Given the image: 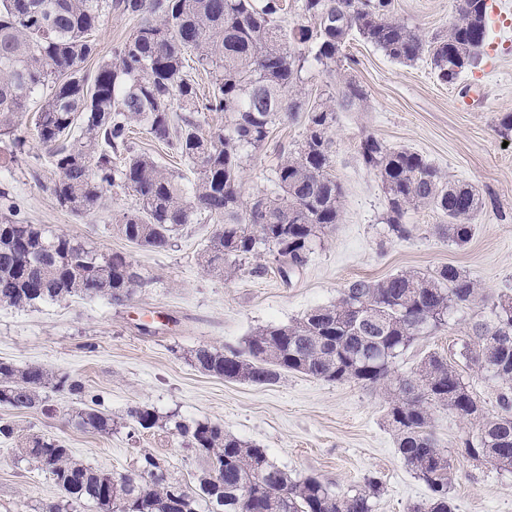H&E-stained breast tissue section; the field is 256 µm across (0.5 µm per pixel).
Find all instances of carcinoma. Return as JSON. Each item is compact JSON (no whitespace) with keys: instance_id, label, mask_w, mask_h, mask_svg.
<instances>
[{"instance_id":"obj_1","label":"carcinoma","mask_w":512,"mask_h":512,"mask_svg":"<svg viewBox=\"0 0 512 512\" xmlns=\"http://www.w3.org/2000/svg\"><path fill=\"white\" fill-rule=\"evenodd\" d=\"M455 3L448 33L427 39L390 18L392 0H300L305 22L288 30L277 23L281 0H0V137L9 140L12 159L31 140L47 149L55 174L51 193L75 216L102 208L119 186L136 200L114 218L128 242L164 251L175 231L209 219L217 228L198 258L204 271L231 279L238 262L267 250L287 279L306 264L313 240L337 223L342 194L330 173L336 110L328 99L297 97L302 72L314 66L333 76L356 34L397 63L428 56L438 81L455 85L485 53L488 38L487 0ZM112 12L137 18V25L100 58L96 33ZM94 57L97 66L89 73L84 64ZM190 61L209 78L208 92L189 71ZM342 97L348 108L366 100L348 78ZM203 112L224 113V128L203 132ZM299 112L306 113L307 135L281 154L275 189L243 201L244 162L267 146L278 122ZM136 132L183 160L188 172L136 147ZM359 153L382 183L388 234L408 238L406 215L429 206L444 220L436 227L440 237L458 245L470 241L483 205L471 188L372 135L360 141ZM143 285L125 252H103L0 218V304L24 308L73 297L118 304ZM480 299L477 284L452 264L428 275L358 279L340 289L335 303L291 324L256 330L242 350L200 346L191 359L206 374L257 386L298 372L385 387L386 421L398 453L430 490L410 512H456L448 496L453 465L433 438L431 421L435 412L449 410L476 422L478 436L466 442L467 454L512 472V296L493 305L491 319L470 323L464 352L497 384L496 410L488 411L437 353L423 358L411 376L395 374L393 364ZM51 384L80 401L70 414L72 426L112 432V416L97 409L81 381L41 366L0 362V409H35ZM127 417L142 430L163 426L147 406L130 408ZM173 430L206 460L193 488L170 480L150 452L141 454L133 473H107L73 459L57 439L0 420V438L17 440L23 459L49 472L61 490L63 501L52 504V512H68L73 502L92 503L99 512L120 504L130 512H176L177 489L186 512H373L375 477L353 493L333 494L316 477L292 478L265 449L226 434L219 423L176 421Z\"/></svg>"}]
</instances>
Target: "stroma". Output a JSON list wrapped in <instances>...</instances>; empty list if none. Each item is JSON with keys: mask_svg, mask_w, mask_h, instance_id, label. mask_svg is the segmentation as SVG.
Returning <instances> with one entry per match:
<instances>
[{"mask_svg": "<svg viewBox=\"0 0 512 512\" xmlns=\"http://www.w3.org/2000/svg\"><path fill=\"white\" fill-rule=\"evenodd\" d=\"M393 4L396 20L428 37L445 33L455 16L454 0ZM488 5L486 53L455 86L437 80L428 57L399 64L359 37L347 41L345 52L354 60L348 74L367 101L359 109L337 107L330 130L332 173L344 189L339 219L316 238L306 266L287 283L267 253L242 262L230 280L203 271L197 258L215 229L211 223L182 227L161 252L129 243L113 226L114 215L135 204L120 187L108 192L103 209L73 216L48 189L53 168L45 149L31 144L13 162L0 142V192L19 203L22 220L106 252H125L145 280L120 305L82 297L35 308L0 305V361L81 379L115 425L108 435L76 430L68 415L77 400L53 387L43 390L41 407L15 414V421L26 432L63 441L76 460L93 468L130 473L141 453L150 452L162 459L172 480L194 484L205 464L179 437L157 428L137 430L127 420L129 407L148 405L166 418L220 423L226 433L266 448L270 461L294 478L317 477L334 493L377 478L376 512H409L427 499V486L398 453L385 420L383 390L301 373L286 374L271 386L229 382L199 371L189 355L202 344L244 348L257 328L287 325L334 303L350 281L427 274L449 263L474 280L484 302L417 341L394 370L408 375L427 353L447 356L487 408H495L494 383L479 378L461 355L468 324L489 316L500 295H512V134L501 135L498 128L512 113V0H488ZM305 132L300 115L276 125L267 147L245 163L243 200L273 191L280 149L299 143ZM368 135L419 153L448 180L476 190L484 208L469 243L440 238L435 227L441 218L428 207L409 212V238L387 236L381 181L358 153ZM155 315L172 318V326L141 335L137 323ZM431 430L456 461L449 494L457 512H512V473L460 456L464 441L477 437L475 424L443 410L435 413ZM60 496L49 473L0 441V512H42Z\"/></svg>", "mask_w": 512, "mask_h": 512, "instance_id": "1", "label": "stroma"}]
</instances>
